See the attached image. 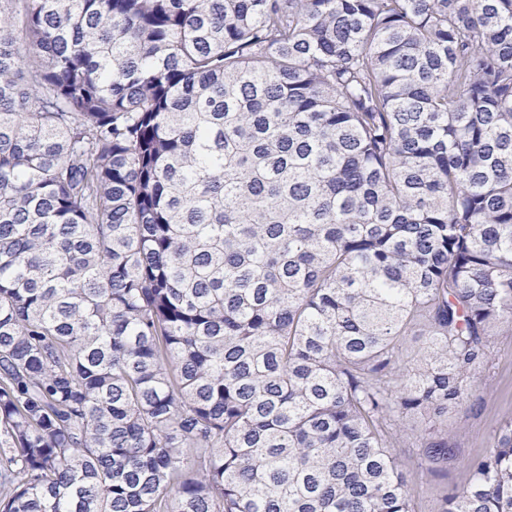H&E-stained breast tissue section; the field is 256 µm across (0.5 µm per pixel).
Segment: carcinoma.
Wrapping results in <instances>:
<instances>
[{
  "label": "carcinoma",
  "mask_w": 512,
  "mask_h": 512,
  "mask_svg": "<svg viewBox=\"0 0 512 512\" xmlns=\"http://www.w3.org/2000/svg\"><path fill=\"white\" fill-rule=\"evenodd\" d=\"M505 330L512 0H0V512H415ZM394 454L401 469L409 473L415 472L419 455L415 437L411 435L410 431L398 440Z\"/></svg>",
  "instance_id": "cac0c4a2"
}]
</instances>
